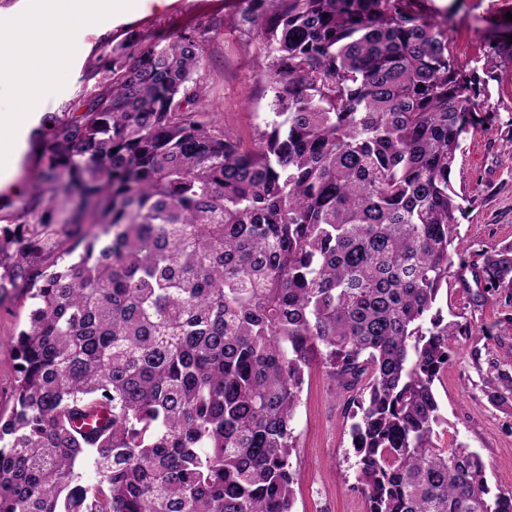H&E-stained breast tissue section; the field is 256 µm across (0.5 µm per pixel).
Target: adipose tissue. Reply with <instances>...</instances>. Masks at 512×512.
<instances>
[{
	"label": "adipose tissue",
	"mask_w": 512,
	"mask_h": 512,
	"mask_svg": "<svg viewBox=\"0 0 512 512\" xmlns=\"http://www.w3.org/2000/svg\"><path fill=\"white\" fill-rule=\"evenodd\" d=\"M111 10L110 0H52L39 15L10 21L9 35L0 38V82L12 84L20 102L40 96L48 83L64 77V34L78 25L105 21ZM47 56L53 59L49 68L43 65Z\"/></svg>",
	"instance_id": "1"
}]
</instances>
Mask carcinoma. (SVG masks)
I'll return each mask as SVG.
<instances>
[{
    "mask_svg": "<svg viewBox=\"0 0 512 512\" xmlns=\"http://www.w3.org/2000/svg\"><path fill=\"white\" fill-rule=\"evenodd\" d=\"M423 2L237 0L277 116L251 149L205 120L209 18L130 35L84 111L46 120L33 191L0 216V294L31 300L0 512H295L315 365L346 398L366 512H512L477 453L438 444L435 394L454 265L512 334V244L460 259L451 184L512 42L468 69Z\"/></svg>",
    "mask_w": 512,
    "mask_h": 512,
    "instance_id": "obj_1",
    "label": "carcinoma"
}]
</instances>
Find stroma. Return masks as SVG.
Masks as SVG:
<instances>
[{
    "mask_svg": "<svg viewBox=\"0 0 512 512\" xmlns=\"http://www.w3.org/2000/svg\"><path fill=\"white\" fill-rule=\"evenodd\" d=\"M113 11L105 27H86L74 40L77 47L63 82L49 85L38 108L26 112L24 149L9 179L0 182V202L18 201L31 191L37 131L45 116L74 112L101 79V60L113 46L134 32L152 42L193 27L199 19H216L206 43L202 71L207 121L224 128L243 146H251L273 117L271 96L260 79L262 58L249 45L229 0H127ZM436 20H447L448 37L460 64L482 65L493 42L512 34V0H425ZM487 104L492 124L471 132L462 144L451 180L464 197L457 236L467 261L485 248L512 243V65L498 68L490 82ZM473 281L452 276L442 303L460 332L452 339L453 356L436 383L442 445H464L486 465L492 488L512 489V411L492 405L484 382L493 375V361L512 351V335H483L482 329L501 318L492 295L476 298ZM29 302L21 295L0 301V412L12 405L15 378L14 342L28 320ZM345 399L338 397L324 368H313L304 385L295 417L298 437L293 464L298 473L296 512H365L356 485L355 453L342 422Z\"/></svg>",
    "mask_w": 512,
    "mask_h": 512,
    "instance_id": "35a3bbf8",
    "label": "stroma"
}]
</instances>
